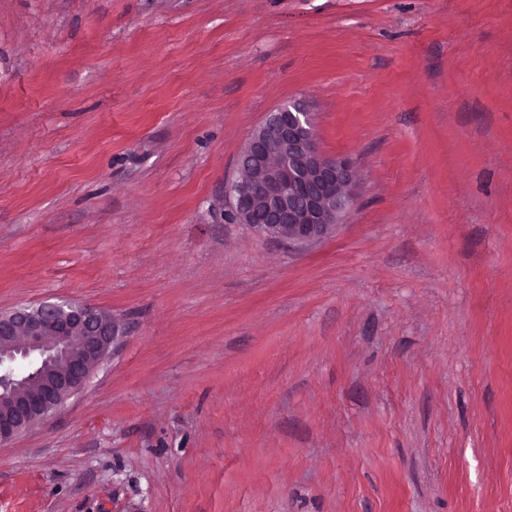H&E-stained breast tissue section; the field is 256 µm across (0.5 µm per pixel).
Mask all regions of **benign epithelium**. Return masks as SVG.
<instances>
[{
	"mask_svg": "<svg viewBox=\"0 0 512 512\" xmlns=\"http://www.w3.org/2000/svg\"><path fill=\"white\" fill-rule=\"evenodd\" d=\"M228 186L231 214L270 238L308 246L330 236L354 207L347 157L325 155L301 100L269 113L240 155ZM121 335L88 304L45 301L0 314V445L80 393Z\"/></svg>",
	"mask_w": 512,
	"mask_h": 512,
	"instance_id": "1",
	"label": "benign epithelium"
}]
</instances>
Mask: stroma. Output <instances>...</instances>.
I'll return each mask as SVG.
<instances>
[{"label": "stroma", "instance_id": "stroma-1", "mask_svg": "<svg viewBox=\"0 0 512 512\" xmlns=\"http://www.w3.org/2000/svg\"><path fill=\"white\" fill-rule=\"evenodd\" d=\"M291 98L357 202L226 221ZM123 334L0 512H512V0H0V312Z\"/></svg>", "mask_w": 512, "mask_h": 512}]
</instances>
